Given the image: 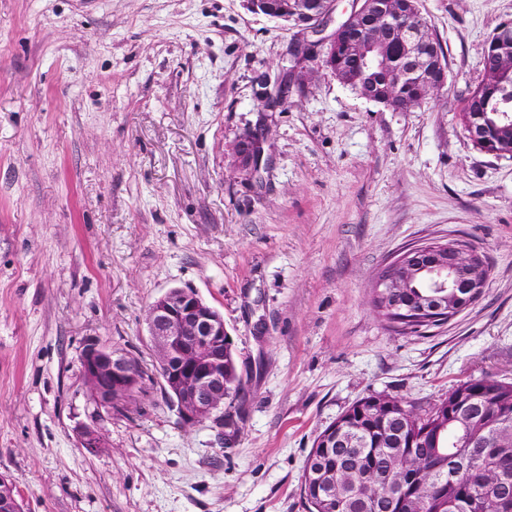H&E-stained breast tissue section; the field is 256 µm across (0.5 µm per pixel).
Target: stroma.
Here are the masks:
<instances>
[{
    "label": "stroma",
    "instance_id": "stroma-1",
    "mask_svg": "<svg viewBox=\"0 0 512 512\" xmlns=\"http://www.w3.org/2000/svg\"><path fill=\"white\" fill-rule=\"evenodd\" d=\"M448 81L394 112L305 64L267 109L292 26L244 0H0V473L25 512H305L317 436L357 400L427 408L468 377L512 381V157L460 109L512 0H418ZM265 129L257 174L235 148ZM466 241L489 277L444 325L388 331L371 303L404 249ZM193 288L224 316L237 429L165 403L150 303ZM96 338L140 366L103 414L80 357ZM98 417L99 414H95L91 419V423L81 424L76 430L81 448H85L90 453L96 452L99 448H103L104 444Z\"/></svg>",
    "mask_w": 512,
    "mask_h": 512
}]
</instances>
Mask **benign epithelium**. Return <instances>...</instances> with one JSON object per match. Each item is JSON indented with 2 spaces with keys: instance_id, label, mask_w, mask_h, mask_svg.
Returning <instances> with one entry per match:
<instances>
[{
  "instance_id": "benign-epithelium-1",
  "label": "benign epithelium",
  "mask_w": 512,
  "mask_h": 512,
  "mask_svg": "<svg viewBox=\"0 0 512 512\" xmlns=\"http://www.w3.org/2000/svg\"><path fill=\"white\" fill-rule=\"evenodd\" d=\"M335 10L336 0H319L311 10L303 11L297 22L317 37L315 41L302 40L303 49L327 46L321 70L352 84L361 97L370 101L368 77L381 70L387 57L399 50L405 59L399 79H414L422 85L420 101L445 87L446 61L436 52L425 51L432 36L418 23L419 11L404 15L399 0H356L348 18L325 36L323 32ZM339 45L355 61L354 72L328 66L327 58L336 55ZM495 125L491 120L471 127L470 138L479 149L503 156L507 151L489 136V128ZM265 142L261 131H253L239 141L236 156L240 169L258 171ZM421 274L429 277L430 287L446 289L450 296H458L459 288L467 292L463 305L448 308L450 318L476 301L488 276L482 258L465 242H432L408 248L387 263L375 287L391 294L393 307L404 313L407 308L399 307V297ZM147 329L156 351L158 377L180 419L185 423L210 420L216 427H223L224 404L228 402L224 383V336L228 331L224 316L197 291L170 288L150 304ZM81 367L87 397L98 409L110 410L126 402L141 380L140 368L132 358L97 339L84 345ZM76 433L80 446L87 451L93 453L103 447L98 416H93L89 424L79 425ZM18 497L14 483L0 474V512H22Z\"/></svg>"
}]
</instances>
